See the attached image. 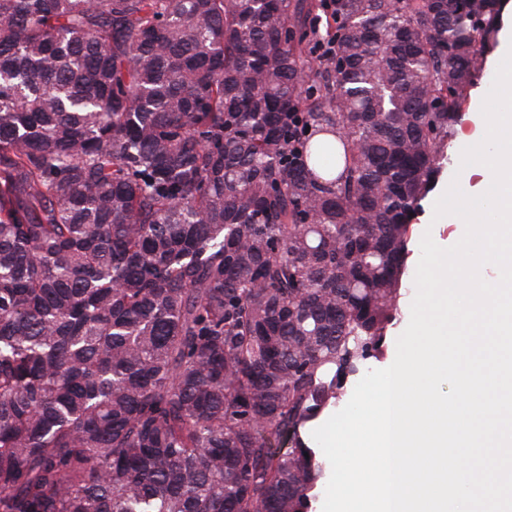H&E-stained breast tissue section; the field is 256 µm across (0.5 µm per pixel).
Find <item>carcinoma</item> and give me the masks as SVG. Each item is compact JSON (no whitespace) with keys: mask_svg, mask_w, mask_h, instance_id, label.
I'll return each instance as SVG.
<instances>
[{"mask_svg":"<svg viewBox=\"0 0 512 512\" xmlns=\"http://www.w3.org/2000/svg\"><path fill=\"white\" fill-rule=\"evenodd\" d=\"M507 2L0 0V512H309Z\"/></svg>","mask_w":512,"mask_h":512,"instance_id":"1","label":"carcinoma"}]
</instances>
